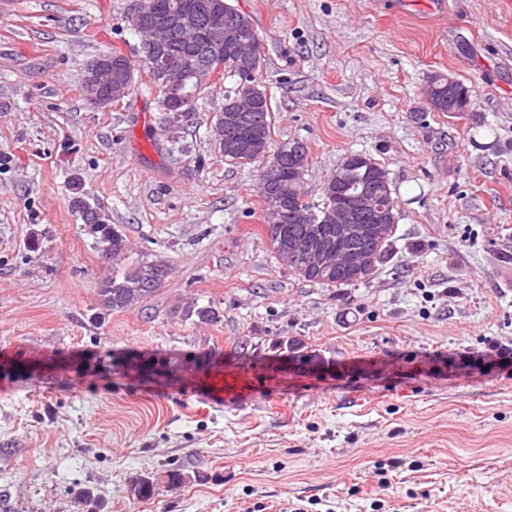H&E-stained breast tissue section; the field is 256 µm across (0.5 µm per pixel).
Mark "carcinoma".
Segmentation results:
<instances>
[{
  "label": "carcinoma",
  "instance_id": "obj_1",
  "mask_svg": "<svg viewBox=\"0 0 512 512\" xmlns=\"http://www.w3.org/2000/svg\"><path fill=\"white\" fill-rule=\"evenodd\" d=\"M148 11L140 16H128L132 30L143 29L150 25L153 16L165 12L174 17L188 14L202 28L198 42L187 44L184 33L177 31L169 38L168 45L161 48L162 53L179 62L186 74L185 92L193 90L195 73L203 67L221 69L224 81V103L232 102L243 82L256 81L260 69H251V61L241 53V47L259 41V34L250 15L232 4L224 7V37L217 41L210 35V19L206 12L200 10L204 0H149ZM456 97L454 103H448V76L435 74L428 81L426 96L433 110L437 112H461L464 103L470 101L468 88L460 81H455ZM196 98L183 96L180 105L167 106L159 102V124L170 135V142H179V134L185 123L193 114ZM221 118L222 136L233 153L224 155V160L235 165H248L260 159H267L258 175V186L265 210L271 211L282 207L288 212V224H266L267 239L272 252L283 259L288 268L298 278L326 286L354 285L364 282L374 274L375 266H369L360 277L338 274L328 269L307 272L305 267L310 256L292 252L288 245L296 236L307 238L316 244L327 240L336 245V214L339 205L346 202V197L367 193L379 197L392 218L386 220L388 229L372 241L370 251L383 257L389 240L393 235L397 216L388 173L379 163H373L370 169L359 168L350 171L344 182L336 187L324 183L323 199L314 204L305 198L304 179H298L293 172V155L290 150L296 140L280 143L275 151H270L271 144V96L267 93L256 98L252 105L244 110L226 112L219 109L213 118ZM72 206L83 221L84 228L95 239L98 253L103 262L120 260L129 251V242L118 228L110 223L109 216L101 208L92 205L80 179L73 178L71 183ZM173 264L165 259L143 257L130 269L119 272L112 270V277L105 280L99 290L100 305L108 311H123L137 306L152 298L162 285L159 277Z\"/></svg>",
  "mask_w": 512,
  "mask_h": 512
}]
</instances>
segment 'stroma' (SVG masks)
Segmentation results:
<instances>
[{"label": "stroma", "instance_id": "35a3bbf8", "mask_svg": "<svg viewBox=\"0 0 512 512\" xmlns=\"http://www.w3.org/2000/svg\"><path fill=\"white\" fill-rule=\"evenodd\" d=\"M230 2L260 35L273 143L309 148L307 199L348 154L386 169L388 253L356 285L289 272L260 163L211 135L222 79L180 151L146 72L90 105V61L139 55L131 0H0V512H512V377L481 364L512 345V0ZM438 73L469 88L463 117L430 109ZM75 176L129 261L174 264L145 306L100 309ZM191 372L256 397L201 409Z\"/></svg>", "mask_w": 512, "mask_h": 512}]
</instances>
